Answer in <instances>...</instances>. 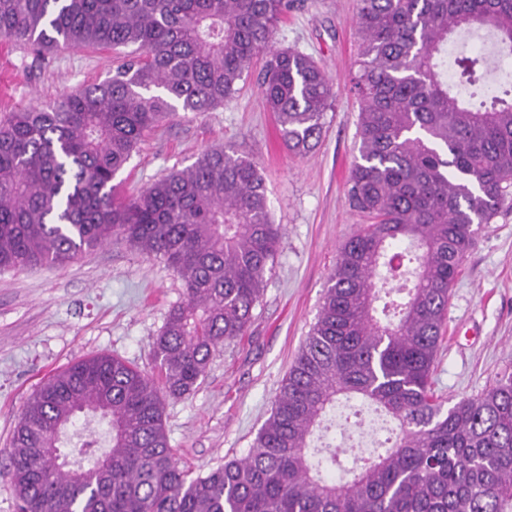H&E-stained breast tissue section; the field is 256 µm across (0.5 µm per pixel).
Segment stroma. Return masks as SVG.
I'll list each match as a JSON object with an SVG mask.
<instances>
[{
    "mask_svg": "<svg viewBox=\"0 0 512 512\" xmlns=\"http://www.w3.org/2000/svg\"><path fill=\"white\" fill-rule=\"evenodd\" d=\"M358 0H295L273 36L278 49L313 57L333 83L323 135L306 156L288 151L256 86L254 63L228 103L176 112L147 133L117 180L132 196L153 180L223 147L257 163L274 223L284 235L248 333L217 350L196 391L164 397L176 457L207 474L248 452L295 356L317 319L342 245L364 224L348 198L358 157ZM110 50L59 47L36 55L0 40V112L53 102L76 86L110 77ZM181 280L161 259L126 242L97 247L63 267L0 271V512H17L7 473L13 428L27 397L50 375L97 354L154 367L152 346ZM512 372V208L476 237L451 290L448 323L433 374L444 399L480 394Z\"/></svg>",
    "mask_w": 512,
    "mask_h": 512,
    "instance_id": "1",
    "label": "stroma"
}]
</instances>
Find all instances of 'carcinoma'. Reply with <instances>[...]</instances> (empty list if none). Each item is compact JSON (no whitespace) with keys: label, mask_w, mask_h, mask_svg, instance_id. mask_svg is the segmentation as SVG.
I'll return each instance as SVG.
<instances>
[{"label":"carcinoma","mask_w":512,"mask_h":512,"mask_svg":"<svg viewBox=\"0 0 512 512\" xmlns=\"http://www.w3.org/2000/svg\"><path fill=\"white\" fill-rule=\"evenodd\" d=\"M287 12L288 0H0L1 40L40 53L134 47L102 82L0 113V270L125 241L185 288L155 339L156 372L95 355L28 398L8 469L18 512H512V373L448 408L432 387L450 290L512 201V73L499 65L512 0H359L349 193L373 223L341 248L247 454L193 477L169 446L162 395L192 393L212 355L246 334L282 228L257 165L233 150H206L135 197L114 179L166 116L231 100L259 57L281 139L309 152L332 85L313 58L272 48ZM484 26L491 49L448 60L453 35ZM353 398L397 428L336 479V449L313 443ZM68 457L75 477L60 470Z\"/></svg>","instance_id":"carcinoma-1"}]
</instances>
